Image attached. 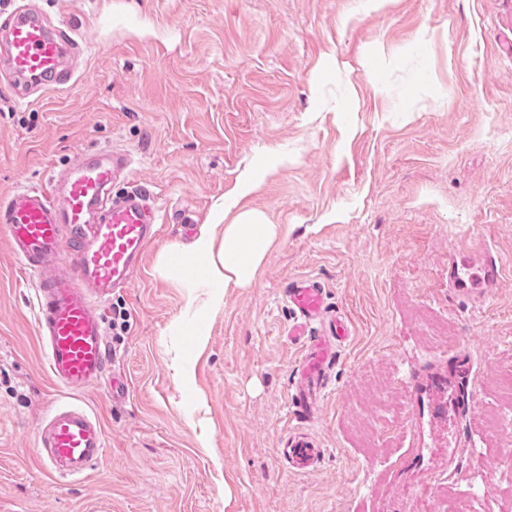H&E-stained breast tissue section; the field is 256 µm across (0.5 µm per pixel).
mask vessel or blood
<instances>
[{
    "label": "vessel or blood",
    "instance_id": "vessel-or-blood-1",
    "mask_svg": "<svg viewBox=\"0 0 512 512\" xmlns=\"http://www.w3.org/2000/svg\"><path fill=\"white\" fill-rule=\"evenodd\" d=\"M82 50L75 29L53 24L43 11L14 6L0 38V79L21 82L28 95L63 88L73 78L63 59ZM130 166L123 151L82 150L50 174L46 186L20 187L0 200V233L34 284L38 341L50 377L72 396L52 406L35 432L36 460L61 478H85L104 454L103 426L76 397L106 382L124 389L112 371L115 351L107 333L106 305L114 291L133 281L160 232L147 188L112 193L113 184L127 179ZM285 296L294 320L288 338L302 347L289 407L295 419L307 420L316 412L325 372L350 340L351 327L315 279L290 281ZM465 360L461 353L449 354L447 369L436 377L437 386L448 390L439 407L448 419L452 458L459 446L458 426L475 399L474 392L458 386ZM434 407L426 386L414 385L406 425L417 440L402 462L404 470L417 468L424 456L421 419ZM321 453L314 439L297 431L289 432L282 450L298 472L313 469Z\"/></svg>",
    "mask_w": 512,
    "mask_h": 512
}]
</instances>
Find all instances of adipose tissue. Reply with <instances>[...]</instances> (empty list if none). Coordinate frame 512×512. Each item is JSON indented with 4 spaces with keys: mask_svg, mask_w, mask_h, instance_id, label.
I'll use <instances>...</instances> for the list:
<instances>
[{
    "mask_svg": "<svg viewBox=\"0 0 512 512\" xmlns=\"http://www.w3.org/2000/svg\"><path fill=\"white\" fill-rule=\"evenodd\" d=\"M284 234L283 226L270 223L262 212L246 209L230 219L220 210L190 247L191 255L204 259L200 272L189 274L186 268L174 265L166 253L160 258L161 270L169 279L190 288L186 306L200 310L206 303L195 296V289L251 285L269 248Z\"/></svg>",
    "mask_w": 512,
    "mask_h": 512,
    "instance_id": "ef3b65f1",
    "label": "adipose tissue"
}]
</instances>
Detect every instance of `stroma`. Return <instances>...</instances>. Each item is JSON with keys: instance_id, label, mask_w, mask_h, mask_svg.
<instances>
[{"instance_id": "1", "label": "stroma", "mask_w": 512, "mask_h": 512, "mask_svg": "<svg viewBox=\"0 0 512 512\" xmlns=\"http://www.w3.org/2000/svg\"><path fill=\"white\" fill-rule=\"evenodd\" d=\"M84 44L70 86L23 97L0 83V198L43 184L77 151L115 147L164 229L114 337L124 400L85 401L108 437L85 479L36 463V420L55 394L32 283L0 234V512H455L475 489L512 512V0H29ZM288 234L248 287L191 315L158 270L230 204ZM488 300L457 295L448 264ZM313 277L349 317L352 344L313 419L288 408L297 350L289 280ZM464 349L452 479L408 495L410 383ZM324 455L289 472V431ZM487 479L479 483L476 471Z\"/></svg>"}]
</instances>
